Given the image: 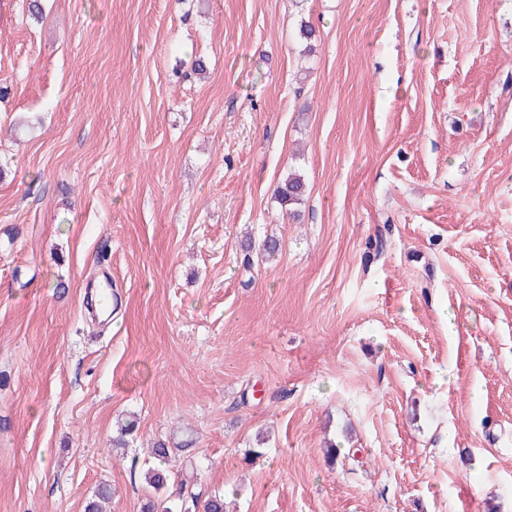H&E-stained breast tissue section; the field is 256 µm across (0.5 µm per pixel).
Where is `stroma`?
<instances>
[{
    "instance_id": "1",
    "label": "stroma",
    "mask_w": 512,
    "mask_h": 512,
    "mask_svg": "<svg viewBox=\"0 0 512 512\" xmlns=\"http://www.w3.org/2000/svg\"><path fill=\"white\" fill-rule=\"evenodd\" d=\"M30 2L0 0V512H140L159 440L226 512H512V0ZM306 192V183L301 175L296 173L288 174L286 178L281 180L276 189L275 194L279 200L281 207L288 209L289 215L295 216V206L301 204Z\"/></svg>"
}]
</instances>
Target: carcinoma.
<instances>
[{
  "label": "carcinoma",
  "mask_w": 512,
  "mask_h": 512,
  "mask_svg": "<svg viewBox=\"0 0 512 512\" xmlns=\"http://www.w3.org/2000/svg\"><path fill=\"white\" fill-rule=\"evenodd\" d=\"M306 192V183L301 175L296 173L289 174L281 180L275 194L281 206L288 209L289 213H295V206L301 204ZM136 430V420L127 419L118 425V433L113 438V445L117 448H123L127 445V437ZM172 449L165 443L159 441L152 448V454L157 460V465L148 468L145 472V482L148 488V496L143 505L144 512H196L197 508H202L204 512H224V498L220 494L209 497L204 503H199L196 498L186 500L178 497V510H173L172 493L169 492V486L175 483V473L171 465ZM112 497V489L109 485L98 486L93 495L88 498L84 506V512H103L102 503Z\"/></svg>",
  "instance_id": "obj_1"
}]
</instances>
